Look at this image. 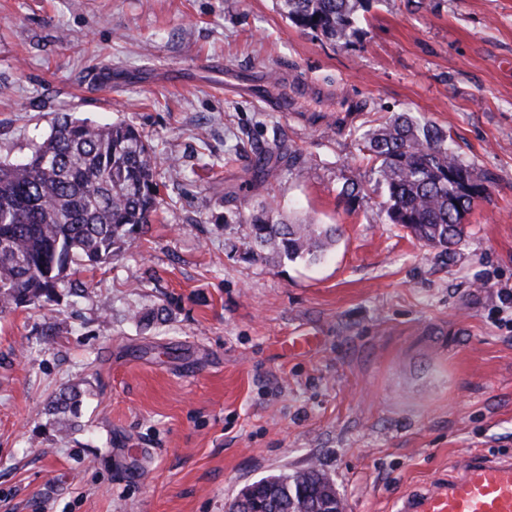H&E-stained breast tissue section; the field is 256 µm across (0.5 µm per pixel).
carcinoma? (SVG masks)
<instances>
[{"mask_svg": "<svg viewBox=\"0 0 512 512\" xmlns=\"http://www.w3.org/2000/svg\"><path fill=\"white\" fill-rule=\"evenodd\" d=\"M369 0H276L280 14L304 32L333 44L356 38V13ZM370 173L386 189L389 223L450 255L465 233L458 223L461 180L479 178L448 148V134L405 114L360 137ZM154 147L136 127L118 121L96 125L64 112L48 137L22 163H0V314L41 307L83 283L73 267L110 260L128 249L152 223L159 204ZM264 202L252 210L249 257L317 263L336 244L335 224L284 223ZM82 391L71 385L55 397L57 414L77 418ZM333 479L311 467L262 477L245 487L229 512H288V497L305 496L309 512L334 509Z\"/></svg>", "mask_w": 512, "mask_h": 512, "instance_id": "obj_1", "label": "carcinoma"}]
</instances>
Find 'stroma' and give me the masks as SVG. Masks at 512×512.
I'll return each instance as SVG.
<instances>
[{
  "mask_svg": "<svg viewBox=\"0 0 512 512\" xmlns=\"http://www.w3.org/2000/svg\"><path fill=\"white\" fill-rule=\"evenodd\" d=\"M360 28L334 45L274 0H0V161L70 112L138 127L161 174L148 233L83 271V297L0 315V512H225L312 465L346 512H399L472 456H512V0H371ZM212 60L336 93L276 112ZM402 112L489 187L448 257L389 224L360 150ZM270 199L340 225L321 263L243 259ZM73 383L66 432L49 405Z\"/></svg>",
  "mask_w": 512,
  "mask_h": 512,
  "instance_id": "1",
  "label": "stroma"
}]
</instances>
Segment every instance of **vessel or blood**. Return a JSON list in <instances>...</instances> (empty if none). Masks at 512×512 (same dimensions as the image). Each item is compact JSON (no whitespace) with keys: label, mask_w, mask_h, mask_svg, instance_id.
Returning a JSON list of instances; mask_svg holds the SVG:
<instances>
[{"label":"vessel or blood","mask_w":512,"mask_h":512,"mask_svg":"<svg viewBox=\"0 0 512 512\" xmlns=\"http://www.w3.org/2000/svg\"><path fill=\"white\" fill-rule=\"evenodd\" d=\"M265 81L244 82L225 72L224 85L235 94L263 99ZM403 512H512V460L476 456L460 476L408 501Z\"/></svg>","instance_id":"vessel-or-blood-1"}]
</instances>
